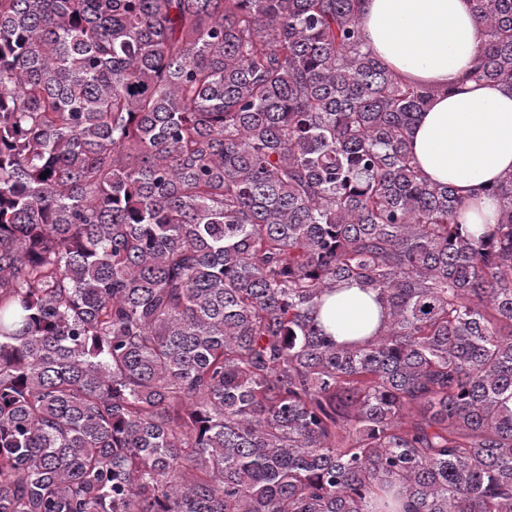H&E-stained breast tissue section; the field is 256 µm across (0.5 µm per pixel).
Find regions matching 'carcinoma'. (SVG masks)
Returning <instances> with one entry per match:
<instances>
[{"label":"carcinoma","mask_w":512,"mask_h":512,"mask_svg":"<svg viewBox=\"0 0 512 512\" xmlns=\"http://www.w3.org/2000/svg\"><path fill=\"white\" fill-rule=\"evenodd\" d=\"M358 9L0 0V512H512V173L461 223ZM321 318L336 341L346 343L371 336L379 327L383 314L372 294L351 283L325 300Z\"/></svg>","instance_id":"obj_1"}]
</instances>
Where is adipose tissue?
Listing matches in <instances>:
<instances>
[{
    "mask_svg": "<svg viewBox=\"0 0 512 512\" xmlns=\"http://www.w3.org/2000/svg\"><path fill=\"white\" fill-rule=\"evenodd\" d=\"M358 18L367 48L388 69L440 89L412 130L421 172L458 188L464 223H496L498 200L487 188L512 172V91L464 77L479 47L471 0H361ZM321 318L346 343L372 335L383 314L351 283L326 299Z\"/></svg>",
    "mask_w": 512,
    "mask_h": 512,
    "instance_id": "adipose-tissue-1",
    "label": "adipose tissue"
}]
</instances>
